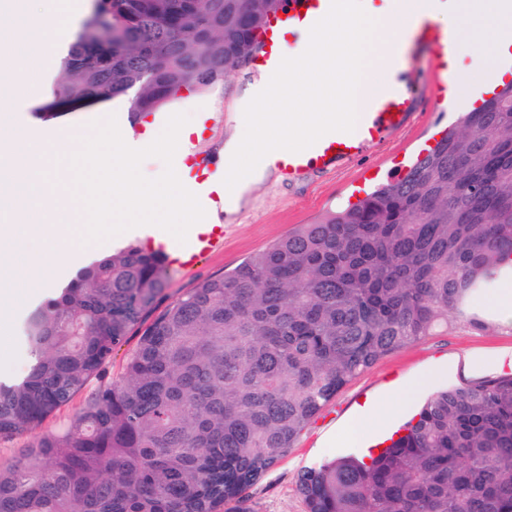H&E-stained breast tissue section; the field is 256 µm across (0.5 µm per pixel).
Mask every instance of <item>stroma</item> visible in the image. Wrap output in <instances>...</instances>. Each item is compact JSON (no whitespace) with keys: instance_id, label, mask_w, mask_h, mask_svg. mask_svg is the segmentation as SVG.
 <instances>
[{"instance_id":"35a3bbf8","label":"stroma","mask_w":512,"mask_h":512,"mask_svg":"<svg viewBox=\"0 0 512 512\" xmlns=\"http://www.w3.org/2000/svg\"><path fill=\"white\" fill-rule=\"evenodd\" d=\"M76 34L73 28L57 29L54 54L41 75V91L0 95L10 104L7 119L0 123V136L10 137L14 128L22 127L31 137L43 139L50 129L63 127L75 138L111 114L116 116L121 132L133 130L136 120L121 99L77 110L51 108L60 59ZM256 82L248 66H241L202 90H181L158 110L156 119L163 125L170 115L186 113L209 122L206 134L196 138L192 147L209 160H221L225 147L239 134L235 116L248 104ZM448 125L447 114L435 112L429 99L422 96L406 130L388 143L371 146L353 163L297 181L288 180L275 169L265 172L245 189L229 212L221 214L207 208L208 222H223L228 229L224 245L192 271H170V297L182 296L201 280L233 269L298 225L314 223L327 210L365 195L382 184L387 168L409 165L431 137ZM510 370L512 325H502L491 314L486 315L483 328L461 322L385 356L350 382L307 426L296 446L249 489L247 507L251 512H305L297 491L303 470L340 455L365 454L367 448L409 420L438 388L473 385ZM366 412L375 418L387 417L386 427L351 433L352 421Z\"/></svg>"}]
</instances>
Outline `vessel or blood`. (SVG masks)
Segmentation results:
<instances>
[{"mask_svg": "<svg viewBox=\"0 0 512 512\" xmlns=\"http://www.w3.org/2000/svg\"><path fill=\"white\" fill-rule=\"evenodd\" d=\"M331 3L332 0H288L283 14L271 16L258 35L261 51L252 61L253 71L263 75L277 70L284 58L282 37L308 33L328 14ZM424 54L436 60L437 77L422 89L408 79L403 67ZM455 55L456 36L452 27L440 24L430 14H421L407 35L405 44H396L388 49L385 63L392 78L371 101L356 133H325L310 147L283 154L276 163L277 169L292 179L319 170L332 171L355 161L365 147L397 135L410 124L414 116V102L420 91H427L437 102H445L451 83L459 78L453 65ZM184 162L196 169L199 179L205 184L208 198L214 204H221L223 197L211 163L191 153L185 156ZM224 235L223 225L198 224L188 234L186 243H179L173 238H160L152 241L151 248L165 257L168 266L185 270L195 265L202 256L220 249L224 244Z\"/></svg>", "mask_w": 512, "mask_h": 512, "instance_id": "1", "label": "vessel or blood"}]
</instances>
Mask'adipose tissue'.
Here are the masks:
<instances>
[{"mask_svg":"<svg viewBox=\"0 0 512 512\" xmlns=\"http://www.w3.org/2000/svg\"><path fill=\"white\" fill-rule=\"evenodd\" d=\"M40 14H32L27 0H0V16L10 17L22 33L21 42L27 45L26 56L36 61L53 45V31L67 19L66 0H44ZM448 21L460 44L484 41L486 55L476 57L464 83L456 86L455 95L474 91L491 93V80H504L501 62L512 53V6L506 0H453Z\"/></svg>","mask_w":512,"mask_h":512,"instance_id":"1","label":"adipose tissue"}]
</instances>
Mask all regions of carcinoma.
Returning a JSON list of instances; mask_svg holds the SVG:
<instances>
[{
	"instance_id": "carcinoma-1",
	"label": "carcinoma",
	"mask_w": 512,
	"mask_h": 512,
	"mask_svg": "<svg viewBox=\"0 0 512 512\" xmlns=\"http://www.w3.org/2000/svg\"><path fill=\"white\" fill-rule=\"evenodd\" d=\"M112 0L120 40L82 25L54 99L125 96L146 115L257 50L283 0ZM512 260V83L407 175L166 302L138 245L79 271L22 333L0 380V440L67 407L132 336L123 373L65 429L0 463V512H224L377 361L452 324ZM364 461L304 470L306 512H512V374L429 398Z\"/></svg>"
}]
</instances>
